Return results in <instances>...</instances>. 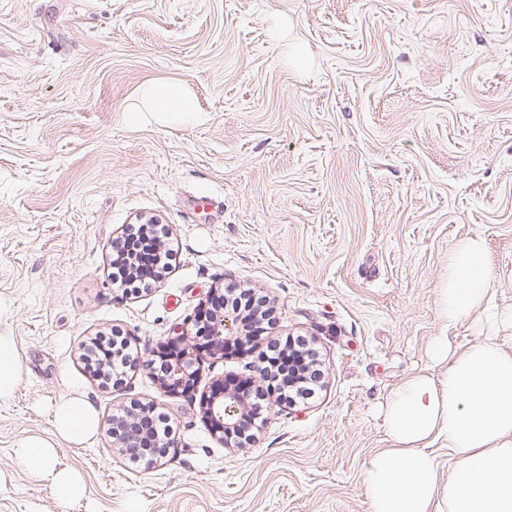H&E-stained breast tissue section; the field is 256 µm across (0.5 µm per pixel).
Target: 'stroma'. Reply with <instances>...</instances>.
I'll return each mask as SVG.
<instances>
[{"label":"stroma","instance_id":"stroma-1","mask_svg":"<svg viewBox=\"0 0 512 512\" xmlns=\"http://www.w3.org/2000/svg\"><path fill=\"white\" fill-rule=\"evenodd\" d=\"M164 80L206 122L127 127L137 88ZM150 216L168 272L115 288L112 241ZM474 233L512 311V0H0V333L20 371L0 512H368L385 400L426 366L448 253ZM230 286L273 299L264 336L305 338L324 372L314 398L267 406L249 447L149 371L113 390L85 367L96 333L159 350ZM258 360L200 353L197 393ZM74 391L98 429L57 450L85 486L62 507L14 448L51 438ZM134 399L170 422L152 468L107 432Z\"/></svg>","mask_w":512,"mask_h":512}]
</instances>
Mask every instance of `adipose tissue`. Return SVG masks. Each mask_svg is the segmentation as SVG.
Instances as JSON below:
<instances>
[{"label":"adipose tissue","mask_w":512,"mask_h":512,"mask_svg":"<svg viewBox=\"0 0 512 512\" xmlns=\"http://www.w3.org/2000/svg\"><path fill=\"white\" fill-rule=\"evenodd\" d=\"M124 121L188 125L205 116L181 82L169 81L144 87ZM437 305L443 329L431 340L428 364L391 390L383 409L389 446L364 464L369 512H512V350L498 336L507 317L494 301L483 236L463 237L451 249ZM465 321L478 323L482 335L465 348L452 347L447 330ZM52 416L53 438L21 439L15 455L30 472L48 477L65 505L84 485L75 471L57 469V449L86 442L98 414L80 394L59 399ZM437 443L449 455L444 480L432 452Z\"/></svg>","instance_id":"adipose-tissue-1"}]
</instances>
